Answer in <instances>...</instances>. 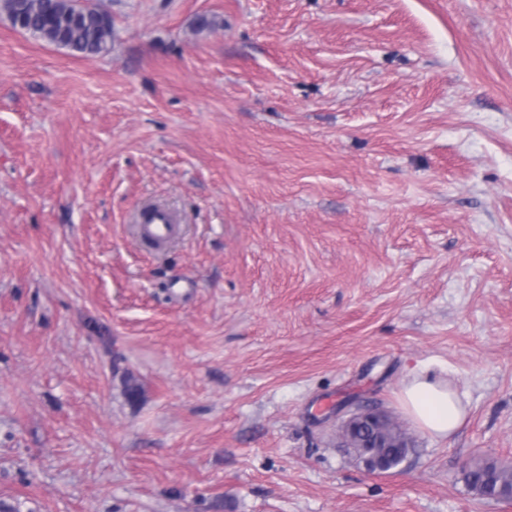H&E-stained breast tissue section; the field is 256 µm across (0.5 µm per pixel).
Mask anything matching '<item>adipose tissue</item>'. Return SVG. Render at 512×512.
<instances>
[{
	"instance_id": "obj_1",
	"label": "adipose tissue",
	"mask_w": 512,
	"mask_h": 512,
	"mask_svg": "<svg viewBox=\"0 0 512 512\" xmlns=\"http://www.w3.org/2000/svg\"><path fill=\"white\" fill-rule=\"evenodd\" d=\"M403 409L410 419L429 435L446 439L464 422L466 413L456 393L429 370L410 373L400 394Z\"/></svg>"
}]
</instances>
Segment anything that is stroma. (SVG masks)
<instances>
[{"label": "stroma", "instance_id": "1", "mask_svg": "<svg viewBox=\"0 0 512 512\" xmlns=\"http://www.w3.org/2000/svg\"><path fill=\"white\" fill-rule=\"evenodd\" d=\"M91 2L87 57L0 13V502L512 512L464 480L512 467V0ZM347 400L405 462L338 448ZM139 220L143 224L144 234L159 243L170 237L176 230L175 218L162 209H144L139 214ZM403 409L424 432L448 439L464 422L466 413L456 393L428 369L413 370L400 394Z\"/></svg>", "mask_w": 512, "mask_h": 512}]
</instances>
